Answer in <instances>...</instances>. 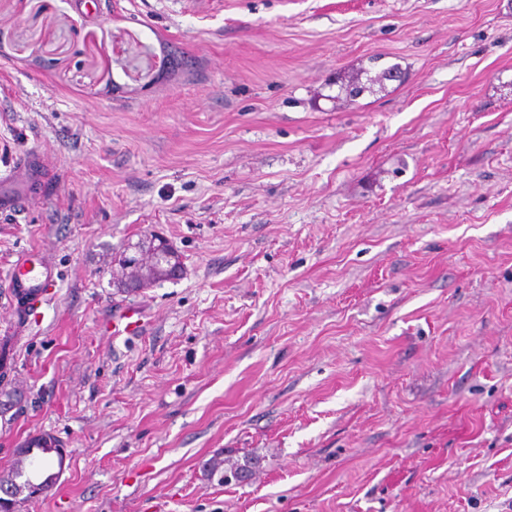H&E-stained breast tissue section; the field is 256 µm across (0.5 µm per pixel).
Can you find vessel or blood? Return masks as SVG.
Segmentation results:
<instances>
[{
  "instance_id": "b4317fda",
  "label": "vessel or blood",
  "mask_w": 512,
  "mask_h": 512,
  "mask_svg": "<svg viewBox=\"0 0 512 512\" xmlns=\"http://www.w3.org/2000/svg\"><path fill=\"white\" fill-rule=\"evenodd\" d=\"M58 278L56 267L39 250H30L15 262L9 288L18 324H25L30 314L52 296Z\"/></svg>"
}]
</instances>
